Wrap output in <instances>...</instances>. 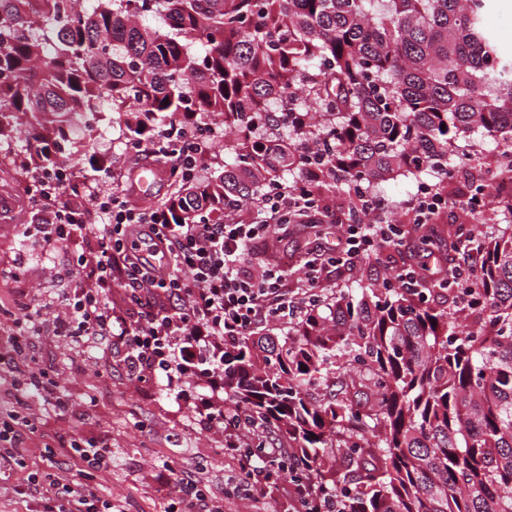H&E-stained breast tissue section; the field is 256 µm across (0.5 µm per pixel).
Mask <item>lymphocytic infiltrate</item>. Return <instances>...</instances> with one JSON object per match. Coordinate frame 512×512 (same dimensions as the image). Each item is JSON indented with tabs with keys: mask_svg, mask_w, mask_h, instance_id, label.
Returning a JSON list of instances; mask_svg holds the SVG:
<instances>
[{
	"mask_svg": "<svg viewBox=\"0 0 512 512\" xmlns=\"http://www.w3.org/2000/svg\"><path fill=\"white\" fill-rule=\"evenodd\" d=\"M211 134L208 127L198 128L196 137L179 151L160 138L136 150L170 169L185 170L193 179L209 158ZM36 193L48 204V220L34 230L45 244L77 247L78 281L60 296L52 312L25 307L23 322L35 325L49 319L55 337L85 348L103 343L121 347L129 377L146 382L164 372L168 391L178 398L187 385L203 381L199 422L204 430L222 432L225 456L241 460L251 473L250 499L264 503L269 491L262 476L278 454L270 448L249 452L258 432L246 428L235 408L224 404V352L258 324L289 314L288 262L271 251L269 241L282 230L288 206L300 205V197H268L258 207L260 221L250 224L235 219L167 224L162 209L138 211L116 194H98L94 203L103 221L93 224L86 207L61 201L59 190L41 185ZM363 210L368 216L364 224L350 223L343 212L320 214L344 227L345 265L361 270L388 242L406 256L396 269L399 283L417 287L421 263L414 244L402 234L386 239L385 229L376 223L375 199H365ZM118 287L143 302L136 321L113 311L112 291ZM9 346L8 359L25 361L28 369L13 381L14 406L0 410V471L13 470L24 458L26 437L37 429L30 412L34 400L48 396L55 408L68 406L58 383L39 367L30 336L14 333ZM15 492L39 502L41 512H112L111 501L99 497L93 487L76 490L37 472L29 473Z\"/></svg>",
	"mask_w": 512,
	"mask_h": 512,
	"instance_id": "lymphocytic-infiltrate-1",
	"label": "lymphocytic infiltrate"
}]
</instances>
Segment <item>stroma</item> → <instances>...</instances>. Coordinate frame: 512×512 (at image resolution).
<instances>
[{"mask_svg":"<svg viewBox=\"0 0 512 512\" xmlns=\"http://www.w3.org/2000/svg\"><path fill=\"white\" fill-rule=\"evenodd\" d=\"M122 128V117L102 121L99 130L85 138L84 151L104 168H115L112 187L130 206L157 207L171 194L168 171L160 169L150 193L137 191L129 173L149 159L126 148ZM6 172L0 166V268L19 259L24 274L17 280L0 277V350L8 349V337L25 305H52L68 287L66 280L50 273L63 261V253L25 242L29 203L17 184L6 182ZM320 243L337 248L335 225L297 224L278 242V250L294 261L292 279L302 277L307 251ZM33 346L40 367L61 385L77 411L61 414L53 406L35 405L37 436L23 468L0 475V512H28V503L16 498L14 485L33 469L56 472L57 462L66 456V443L78 434L110 439L112 467L101 477L72 468L66 472L67 481L76 489L95 487L98 495L111 499L116 512H166L169 502L160 489L174 470L195 474L207 499L223 501L224 512H252L238 462L220 453V435L201 432L196 423L195 388L176 400L166 390L163 375L149 382L133 381L120 364L119 351L80 347L54 337L46 325L34 332Z\"/></svg>","mask_w":512,"mask_h":512,"instance_id":"35a3bbf8","label":"stroma"}]
</instances>
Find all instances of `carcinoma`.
I'll list each match as a JSON object with an SVG mask.
<instances>
[{
    "label": "carcinoma",
    "mask_w": 512,
    "mask_h": 512,
    "mask_svg": "<svg viewBox=\"0 0 512 512\" xmlns=\"http://www.w3.org/2000/svg\"><path fill=\"white\" fill-rule=\"evenodd\" d=\"M489 0H0V155L55 171L74 121L126 115L128 146L173 118L224 124L219 174L185 181L173 224H218L288 184L305 224L343 189L450 181L476 136L512 146V55ZM26 129L30 135L16 140ZM89 174L62 195L81 200ZM469 287L341 288L288 331L224 351V399L288 442L266 478L309 512H512V232L454 224Z\"/></svg>",
    "instance_id": "1"
}]
</instances>
